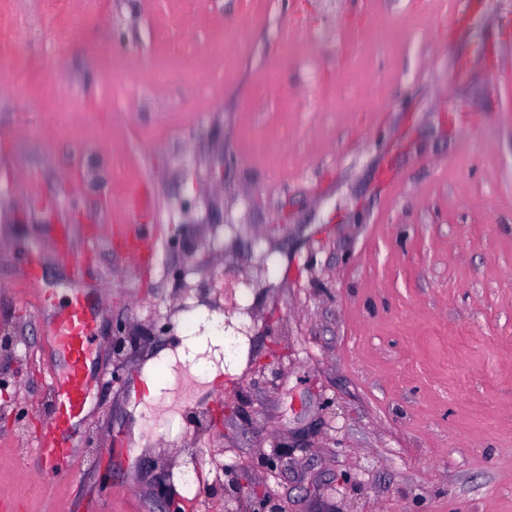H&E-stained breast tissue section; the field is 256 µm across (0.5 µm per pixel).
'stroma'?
<instances>
[{
  "label": "stroma",
  "instance_id": "35a3bbf8",
  "mask_svg": "<svg viewBox=\"0 0 512 512\" xmlns=\"http://www.w3.org/2000/svg\"><path fill=\"white\" fill-rule=\"evenodd\" d=\"M434 2L0 0V500L40 512L30 298L73 264L41 209L106 237L139 190L162 242L148 272L92 257L103 344L62 512H224L196 483L217 459L282 512H512V0L461 25ZM204 310L242 349L213 380L167 362L146 399Z\"/></svg>",
  "mask_w": 512,
  "mask_h": 512
}]
</instances>
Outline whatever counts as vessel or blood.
<instances>
[{
	"instance_id": "1",
	"label": "vessel or blood",
	"mask_w": 512,
	"mask_h": 512,
	"mask_svg": "<svg viewBox=\"0 0 512 512\" xmlns=\"http://www.w3.org/2000/svg\"><path fill=\"white\" fill-rule=\"evenodd\" d=\"M160 236V225L124 224L112 232L113 249L132 255L145 269L156 257ZM89 269L88 262L74 264L67 309L55 310L54 290L45 289L35 296L36 306L50 313L48 345L63 359L62 367L49 373L48 421L35 437L32 450L43 480L45 512H57L59 476L72 473L81 465L78 427L87 415L93 384L91 365L100 347L98 318L88 306V292L83 287Z\"/></svg>"
}]
</instances>
